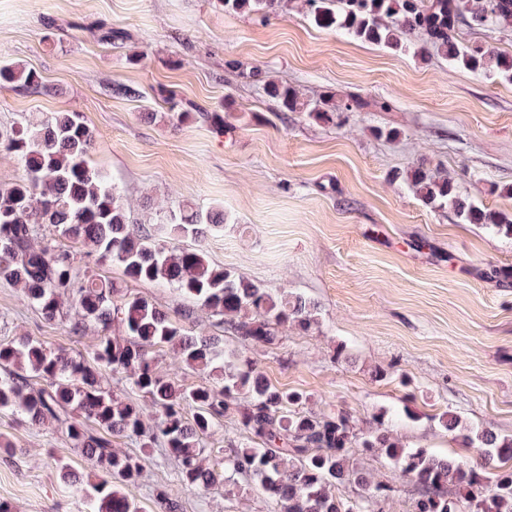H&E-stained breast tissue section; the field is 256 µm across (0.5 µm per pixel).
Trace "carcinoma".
Returning <instances> with one entry per match:
<instances>
[{"instance_id": "cac0c4a2", "label": "carcinoma", "mask_w": 512, "mask_h": 512, "mask_svg": "<svg viewBox=\"0 0 512 512\" xmlns=\"http://www.w3.org/2000/svg\"><path fill=\"white\" fill-rule=\"evenodd\" d=\"M226 12L264 21L285 0H217ZM313 22L355 39L417 55L436 50L448 64L512 82V55L458 40L460 25L512 27V0H299ZM421 35L419 44L412 37ZM33 93L45 89L41 76L17 64L0 65V87ZM263 90L283 112L305 110L323 123L338 112L366 106L356 96L329 94L313 104L297 89L266 81ZM170 120L191 117L193 105L165 90ZM94 135L76 112L22 119L0 130V145L14 155L23 177L0 188V280L20 289L24 302L48 321L77 320L71 331L96 329L92 359L23 336L0 340V411L32 426L58 423L81 449L90 478L61 467L63 478L81 489L90 512H143L128 493L138 484L145 459L158 451L174 460L180 488L207 492L253 482L274 512H386L396 487L360 465V456L381 457L415 487L410 512H512V469L491 462L512 459V437L475 431L451 411L438 422L466 448L481 449L484 464L471 466L408 448L385 420L365 426L353 415L316 412L307 397L273 385L246 355L279 343V330L307 332L319 324V306L286 290L262 285L213 264L201 248L168 245L158 238H201L224 224V210L189 204L160 216L154 228L133 227L129 206L115 184L90 162ZM417 198L431 208L452 206L463 224H480L512 237V214L466 202L452 178L417 165L408 176ZM85 248L84 257L117 263L135 283L167 286L194 303L174 319L149 299L117 289L54 238ZM209 330L192 334L196 311ZM231 333L241 351L224 350ZM172 351L187 368L206 372L215 384L184 387L162 374L155 353ZM126 378L130 388L156 410L145 422L141 407L104 387L102 371ZM241 441L224 449V423ZM117 439L137 454L113 448ZM353 486L357 496L339 488ZM159 512H182L178 494L158 488Z\"/></svg>"}]
</instances>
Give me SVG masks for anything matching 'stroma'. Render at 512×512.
Returning a JSON list of instances; mask_svg holds the SVG:
<instances>
[{
	"mask_svg": "<svg viewBox=\"0 0 512 512\" xmlns=\"http://www.w3.org/2000/svg\"><path fill=\"white\" fill-rule=\"evenodd\" d=\"M102 24L129 40L99 41ZM1 61L36 70L47 90L0 88V129L25 113H79L94 133L92 164L123 191L134 222L155 224L160 209L182 204L223 208V230L202 243L210 260L318 304L311 332L252 350L273 384L362 423L390 415L406 446L471 465L479 453L441 429L443 412L512 435V280L491 275L512 268V237L426 207L404 179L423 163L461 198L512 212V83L318 27L292 5L263 22L217 0H0ZM267 80L305 100L358 94L391 109L324 125L278 111ZM119 83L137 97L116 95ZM162 88L223 114V131L164 119ZM97 271L170 315L184 304L128 281L118 264ZM24 335L85 356L97 342L93 330L45 321L0 281V337ZM0 431L13 443L0 452V499L15 512H87L59 477L63 465L89 472L61 428L0 412ZM177 486L173 463L149 460L131 494L153 512L154 490ZM182 502L183 512H271L254 486L186 491Z\"/></svg>",
	"mask_w": 512,
	"mask_h": 512,
	"instance_id": "35a3bbf8",
	"label": "stroma"
}]
</instances>
